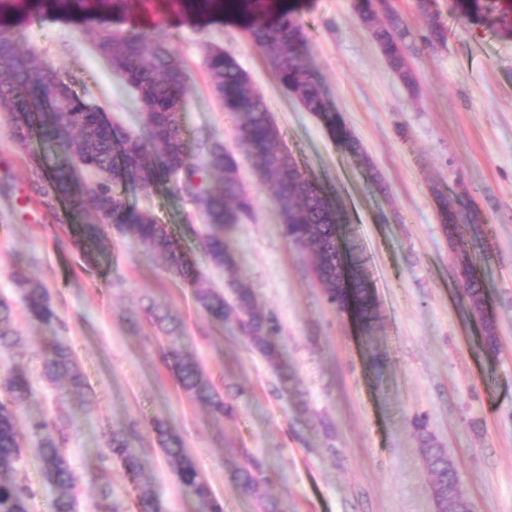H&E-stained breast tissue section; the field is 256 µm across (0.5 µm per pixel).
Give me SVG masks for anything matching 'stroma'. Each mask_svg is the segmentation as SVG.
Returning <instances> with one entry per match:
<instances>
[{"label": "stroma", "mask_w": 512, "mask_h": 512, "mask_svg": "<svg viewBox=\"0 0 512 512\" xmlns=\"http://www.w3.org/2000/svg\"><path fill=\"white\" fill-rule=\"evenodd\" d=\"M292 3L308 34L305 63L365 161L337 145L282 87L236 16L165 13L145 0L125 18L39 16L23 8L10 18L38 65L54 68L83 100L134 133L143 108L95 40L104 29L165 39L189 77L187 130L208 128L231 147L238 122L214 95L204 59L212 46L232 52L300 169L337 202L345 241L378 302L367 332L327 304L309 259L281 232L269 181L245 159L239 178L254 199V218L224 233L231 267L211 265L199 243L210 226L167 187L129 194L128 201L168 225L195 262L197 284L108 224L101 227L102 254L85 259L64 205L36 194L27 151L0 115V298L13 305L12 326L22 338L0 357V379L16 368L31 380L32 394L17 411L23 453L16 474L36 492L29 512H52L55 496L31 429L42 419L56 420L67 436L75 512H98L92 474L116 432L128 435L142 464L134 477L111 461L118 512H138L146 484L158 492L162 512H201L172 477L152 427L157 420L175 426L224 512H258L231 479L232 463L247 457L262 465L280 512H436L417 417L452 459L471 512H512V36L503 33L499 13L471 25L454 0H433L448 40L431 46L416 0H389L411 31L412 92L388 68L352 0ZM439 191L449 206L474 207L484 218L472 255L496 317L495 354L486 353L481 326L462 301L457 254L438 217ZM16 269L45 284L59 324L27 317L11 278ZM234 284L277 318V363L195 301L196 288L226 292ZM152 305L177 319V348L200 362L231 412L214 413L179 388ZM58 339L74 352L83 392L42 373L44 353Z\"/></svg>", "instance_id": "stroma-1"}]
</instances>
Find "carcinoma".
Returning <instances> with one entry per match:
<instances>
[{"label": "carcinoma", "instance_id": "obj_1", "mask_svg": "<svg viewBox=\"0 0 512 512\" xmlns=\"http://www.w3.org/2000/svg\"><path fill=\"white\" fill-rule=\"evenodd\" d=\"M55 13L99 15L105 11L128 15L132 0H32ZM504 0H455L462 19L474 25L481 22L494 4L501 19L512 30V6ZM185 5L200 14L236 13L246 17L247 36L261 48L280 84L295 95L303 107L314 113L349 153L362 158L357 139L347 128L341 113L324 99L320 87L305 64L303 49L308 41L295 10L284 0H185ZM427 19L424 40L443 46L447 30L431 12V0H417ZM354 11L370 32L392 73L408 88L416 85L409 66L406 47L409 31L390 11L384 0H353ZM97 50L106 58L113 74L138 98L144 109V129L131 134L105 118L104 110L86 103L49 67H38L33 57L21 51L19 37L0 21V108L6 109L18 130L14 140L25 146L36 136L53 153L52 163L43 156L30 154L36 177V192L49 200L68 205L76 245L86 256L102 246L100 226L81 221L84 201H90L100 221L130 237L146 250L162 256L173 275L194 283L198 272L190 254L166 225L149 209H137L126 202L129 191L151 193L159 186L187 196L214 228H231L251 218L253 200L239 179L237 152L270 179L281 216L283 236L313 260L312 275L324 290L326 301L339 312H348L365 331L376 318L377 301L357 260L348 256L342 245V215L324 189L304 174L286 150L281 132L264 97L253 87L249 75L235 56L220 48L208 50L205 66L212 88L224 105V111L242 116L238 150L226 146L209 132H197L198 153L192 161L185 151L186 129L182 112L189 93L186 71L170 48L145 33L116 34L102 30ZM93 171L92 183L77 179V167ZM439 218L448 238L459 253L464 295L472 311L479 315L485 347L497 349L495 318L488 311L486 283L469 260L472 237L477 235L480 214L475 208L455 209L437 197ZM209 261L216 267L231 263L224 238L212 232L201 241ZM14 283L23 290L27 315L40 323L55 325L60 319L50 294L39 281L16 272ZM203 311L224 324H233L271 363L277 353L269 337L276 334L274 317L255 310L249 289L232 288V298L208 288L196 291ZM12 309L0 301V350L12 349L20 337L9 328ZM164 325L169 340L167 354L180 388L193 401L209 405L215 412L230 410L222 396L207 379L202 366L175 348L178 324L167 312L150 309ZM43 374L51 381L64 379L76 390L85 386L80 365L70 347L62 340L43 356ZM0 512H28L32 489L14 478L22 459L21 436L16 411L27 400L31 389L27 376L11 374L0 386ZM154 429L161 450L171 465L178 486L195 497L209 512H223L203 473L187 452L180 435L168 424L156 421ZM39 438L38 455L42 471L53 485L54 512H73V476L64 449L66 438L57 422L41 420L32 425ZM421 452L428 462L433 483L441 486L442 498L436 501L440 512L447 510L448 486L456 485L454 471L448 469V454L427 434L421 435ZM112 454L119 457L133 476L141 474L138 455L126 435L112 434ZM232 479L244 493L253 496L259 512H278L277 503L263 492V469L248 460L232 468Z\"/></svg>", "mask_w": 512, "mask_h": 512}]
</instances>
